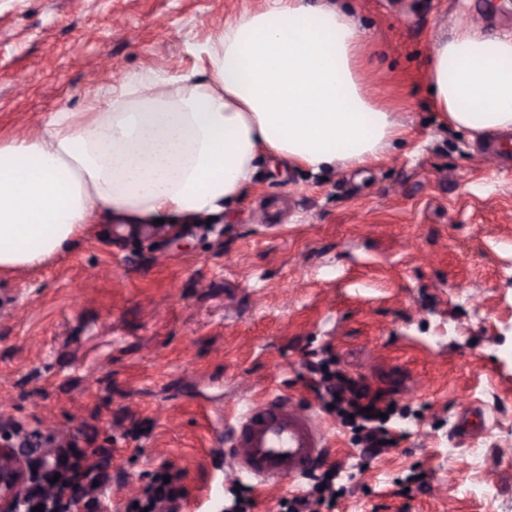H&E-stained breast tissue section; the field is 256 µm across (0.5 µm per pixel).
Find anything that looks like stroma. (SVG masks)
I'll list each match as a JSON object with an SVG mask.
<instances>
[{"instance_id":"stroma-1","label":"stroma","mask_w":512,"mask_h":512,"mask_svg":"<svg viewBox=\"0 0 512 512\" xmlns=\"http://www.w3.org/2000/svg\"><path fill=\"white\" fill-rule=\"evenodd\" d=\"M375 90L410 135L384 163L312 174L262 168L236 207L172 230L95 224L60 258L0 273V423L111 455L112 512L165 463L181 512H222L218 435L231 408L285 395L317 408L333 512H512V166L442 126L425 85L431 44L465 19L512 31V0H354ZM266 0H0V133L84 112L126 75L205 77L224 20ZM110 72L89 74L102 62ZM336 356L410 409L381 456L322 410L304 365ZM486 429L460 432L458 410ZM488 458L467 466L468 448ZM493 486V498L482 489Z\"/></svg>"}]
</instances>
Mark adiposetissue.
Here are the masks:
<instances>
[{"instance_id": "ef3b65f1", "label": "adipose tissue", "mask_w": 512, "mask_h": 512, "mask_svg": "<svg viewBox=\"0 0 512 512\" xmlns=\"http://www.w3.org/2000/svg\"><path fill=\"white\" fill-rule=\"evenodd\" d=\"M207 78L127 76L87 112H54L0 138V272L58 257L90 225L185 224L240 203L261 160L365 169L406 140L370 90L351 6L268 0L225 20ZM430 104L454 130L512 129V32L456 20L427 62Z\"/></svg>"}]
</instances>
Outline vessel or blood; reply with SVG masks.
<instances>
[{"mask_svg":"<svg viewBox=\"0 0 512 512\" xmlns=\"http://www.w3.org/2000/svg\"><path fill=\"white\" fill-rule=\"evenodd\" d=\"M329 446V433L313 410L271 396L246 402L236 412L225 458L232 476L252 477L266 492L299 482Z\"/></svg>","mask_w":512,"mask_h":512,"instance_id":"obj_1","label":"vessel or blood"}]
</instances>
